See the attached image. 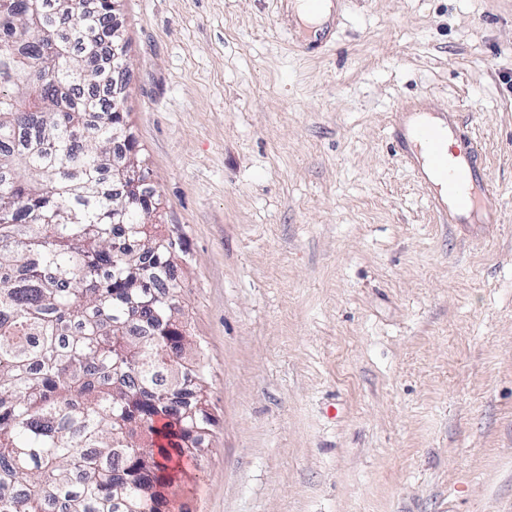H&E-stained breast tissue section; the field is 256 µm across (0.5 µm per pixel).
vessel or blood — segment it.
I'll return each instance as SVG.
<instances>
[{"label": "vessel or blood", "instance_id": "obj_1", "mask_svg": "<svg viewBox=\"0 0 512 512\" xmlns=\"http://www.w3.org/2000/svg\"><path fill=\"white\" fill-rule=\"evenodd\" d=\"M392 139L448 223H498L488 204L493 185L481 148L457 110L425 101L403 104L394 113Z\"/></svg>", "mask_w": 512, "mask_h": 512}]
</instances>
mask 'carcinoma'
I'll return each mask as SVG.
<instances>
[{
  "label": "carcinoma",
  "instance_id": "cac0c4a2",
  "mask_svg": "<svg viewBox=\"0 0 512 512\" xmlns=\"http://www.w3.org/2000/svg\"><path fill=\"white\" fill-rule=\"evenodd\" d=\"M112 0H0V512H156L211 425L170 323L173 243L112 103ZM162 425H157V422Z\"/></svg>",
  "mask_w": 512,
  "mask_h": 512
}]
</instances>
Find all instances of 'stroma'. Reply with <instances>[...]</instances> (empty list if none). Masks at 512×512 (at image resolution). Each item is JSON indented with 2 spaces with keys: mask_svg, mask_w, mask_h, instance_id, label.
<instances>
[{
  "mask_svg": "<svg viewBox=\"0 0 512 512\" xmlns=\"http://www.w3.org/2000/svg\"><path fill=\"white\" fill-rule=\"evenodd\" d=\"M122 0L125 117L212 426L179 512H512V0ZM457 108L496 224L442 221L395 109Z\"/></svg>",
  "mask_w": 512,
  "mask_h": 512,
  "instance_id": "1",
  "label": "stroma"
}]
</instances>
